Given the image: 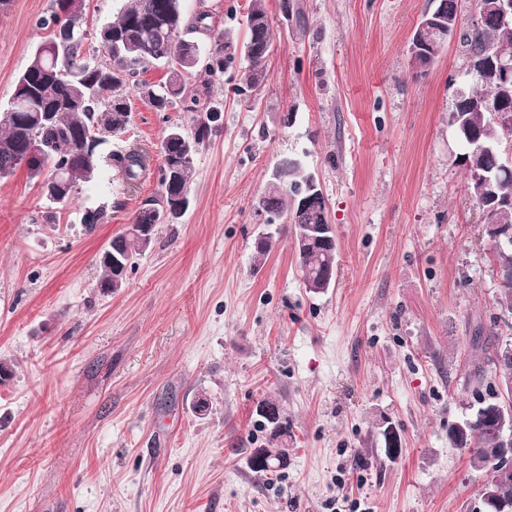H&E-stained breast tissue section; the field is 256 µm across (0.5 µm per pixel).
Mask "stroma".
<instances>
[{
  "label": "stroma",
  "mask_w": 512,
  "mask_h": 512,
  "mask_svg": "<svg viewBox=\"0 0 512 512\" xmlns=\"http://www.w3.org/2000/svg\"><path fill=\"white\" fill-rule=\"evenodd\" d=\"M300 3L304 36L267 0L259 95L234 94L238 69L214 81L224 129L194 160L189 209L159 225L119 291L98 288V257L156 195L162 137L187 113L131 97L108 147L144 154L136 184L109 169L61 206L26 169L0 179V362L13 371L0 384V512H477L483 473L448 428L472 412L475 327L512 347V312L496 302L494 239L448 124L466 56L453 41L427 71L413 65L428 0ZM50 4L0 9L1 106ZM248 4L182 10L242 39ZM284 155L316 174L335 227L321 294L302 284L290 231L253 262L255 200ZM88 210L103 213L91 228ZM264 398L292 439L288 469L261 475L248 456L267 442ZM385 421L402 435L395 459Z\"/></svg>",
  "instance_id": "35a3bbf8"
}]
</instances>
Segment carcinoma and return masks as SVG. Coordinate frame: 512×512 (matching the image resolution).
Returning a JSON list of instances; mask_svg holds the SVG:
<instances>
[{
	"mask_svg": "<svg viewBox=\"0 0 512 512\" xmlns=\"http://www.w3.org/2000/svg\"><path fill=\"white\" fill-rule=\"evenodd\" d=\"M280 2L288 3V13L299 33L307 34L310 26L305 13L294 0ZM266 17L265 0H249L245 40L240 42L226 31H210L212 59L205 64L195 59L198 44L186 38L181 0H125L112 22L95 30L88 29L85 0H52L49 14L37 19L36 29L47 36L18 77L7 107L0 108V178L24 167L30 179L45 185L62 170L65 182L57 190L58 204L72 200L82 185L99 181L105 162L135 183L145 168L138 150L118 149L106 154L103 146L109 138H105L94 145L88 158L83 138L108 113L112 114L110 138L119 137L130 123L132 92L157 112L177 106L191 117L190 128L172 124L161 141L157 198L141 204L133 215L132 228L113 238L112 249L102 253V276L97 284L102 291L123 287L133 266L123 254L132 260L145 253L155 241L158 226L173 224L182 216L188 204L187 182L194 157L220 131L209 114L224 111V103L187 89L184 75L194 71L209 85L242 59L247 66L236 93L245 99L253 96L269 79L272 37ZM89 38L96 43L90 53L84 45ZM459 44L468 59L496 53L512 63V34L504 35L495 24L479 30L460 27ZM104 46L110 47L106 55L101 54ZM160 63L167 66L165 82L134 80L138 70ZM465 76L472 87L456 95L448 122L464 148L460 162L468 174L466 189L483 223L512 226V208L493 210L481 194L482 180L486 179L499 199L512 200V165L506 164L501 149L503 141L512 138V83L505 86L469 72ZM32 140L38 144L39 154L36 160L28 161ZM278 162L288 165L289 183L308 173L295 157L283 156ZM269 204L276 213L274 224L326 223L323 195L313 206L301 210L291 186L284 185L271 195ZM336 254L335 239L327 244L316 239L298 241L297 264L309 292L319 294L331 286ZM496 268L499 304L512 311V251L496 253ZM472 346L486 355L488 365L499 359L498 353L490 352L480 328L475 329ZM486 416L484 406H479L472 417L464 419L467 433L452 434L450 439L453 446L469 450L474 466L487 469L504 440L486 422Z\"/></svg>",
	"mask_w": 512,
	"mask_h": 512,
	"instance_id": "obj_1",
	"label": "carcinoma"
}]
</instances>
